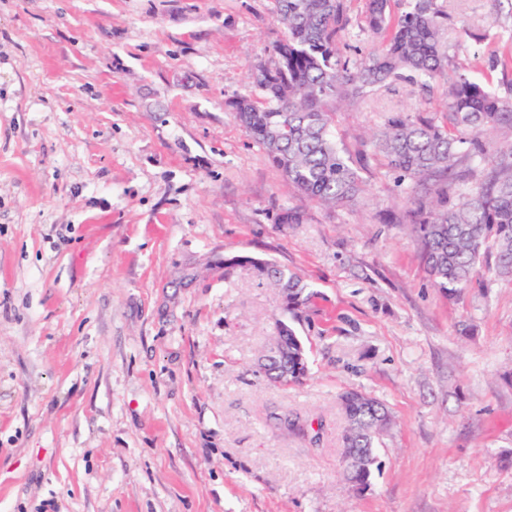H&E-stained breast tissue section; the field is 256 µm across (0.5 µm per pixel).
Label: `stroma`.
Here are the masks:
<instances>
[{
	"label": "stroma",
	"instance_id": "1",
	"mask_svg": "<svg viewBox=\"0 0 512 512\" xmlns=\"http://www.w3.org/2000/svg\"><path fill=\"white\" fill-rule=\"evenodd\" d=\"M436 4L451 65L512 95V0ZM347 13L355 61L379 42L365 0ZM282 36L273 0H0V512H512V280L434 287L366 142L445 115L405 81L344 106L365 194L300 200L230 106ZM235 256L316 291L302 384L259 370L283 299ZM350 390L394 417L363 489Z\"/></svg>",
	"mask_w": 512,
	"mask_h": 512
}]
</instances>
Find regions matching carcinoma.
<instances>
[{"mask_svg":"<svg viewBox=\"0 0 512 512\" xmlns=\"http://www.w3.org/2000/svg\"><path fill=\"white\" fill-rule=\"evenodd\" d=\"M405 2V11L394 20L390 0H366V23L381 47L352 64L338 49L347 26V0H274L284 27L272 46L274 63L256 69L252 90L231 107L288 185L336 209L356 205L364 181L359 167L336 146L329 104L369 98L400 80L438 95L446 125L393 112L369 144L400 180L409 181L414 242L423 267L448 298H458L483 262L494 276L512 279V145L489 157L482 139L495 128H512V99L499 96L470 66L456 67L451 84L440 85L448 75V13L435 0ZM475 158L486 162L476 188L448 205V175L474 177L467 162ZM242 263L271 279L283 298L286 319L279 326L285 346L275 356L278 372L264 374L275 381L286 370L281 384H299L308 373V357L292 323L302 320L316 292L268 260L226 259L224 273ZM341 401L347 421L343 454L354 448L370 452L363 469L347 474L349 483L362 489L378 467L376 444L391 418L384 404L362 392H347Z\"/></svg>","mask_w":512,"mask_h":512,"instance_id":"1","label":"carcinoma"}]
</instances>
